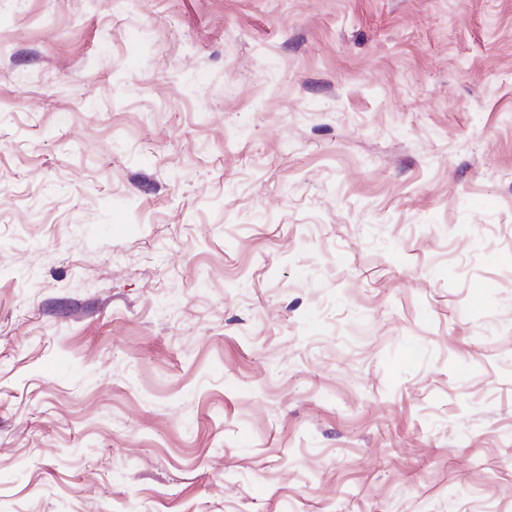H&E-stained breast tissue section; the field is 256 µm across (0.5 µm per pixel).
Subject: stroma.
<instances>
[{
    "instance_id": "stroma-1",
    "label": "stroma",
    "mask_w": 512,
    "mask_h": 512,
    "mask_svg": "<svg viewBox=\"0 0 512 512\" xmlns=\"http://www.w3.org/2000/svg\"><path fill=\"white\" fill-rule=\"evenodd\" d=\"M0 512H512V0H0Z\"/></svg>"
}]
</instances>
